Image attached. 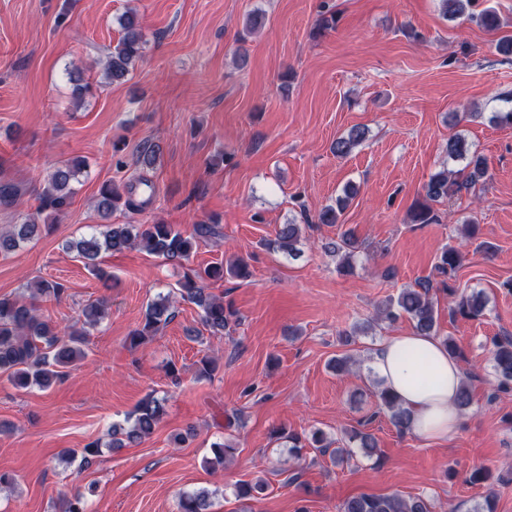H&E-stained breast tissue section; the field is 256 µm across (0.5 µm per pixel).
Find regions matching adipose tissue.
<instances>
[{"label":"adipose tissue","instance_id":"1","mask_svg":"<svg viewBox=\"0 0 512 512\" xmlns=\"http://www.w3.org/2000/svg\"><path fill=\"white\" fill-rule=\"evenodd\" d=\"M373 363L385 387L410 412L414 435L429 441L455 436L460 425L455 398L463 374L439 339L415 331L388 337ZM420 372L427 373L428 384L417 382Z\"/></svg>","mask_w":512,"mask_h":512}]
</instances>
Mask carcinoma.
I'll list each match as a JSON object with an SVG mask.
<instances>
[{"label": "carcinoma", "mask_w": 512, "mask_h": 512, "mask_svg": "<svg viewBox=\"0 0 512 512\" xmlns=\"http://www.w3.org/2000/svg\"><path fill=\"white\" fill-rule=\"evenodd\" d=\"M443 12L449 17L465 14L473 0H441ZM123 36L118 44L110 49L103 65L105 78L109 83L124 82L136 62L143 55L146 40L137 13L126 11L121 17ZM366 138L365 129L352 128L333 142L332 151L338 157L352 154ZM448 158L464 160L466 165L459 172L443 169L432 175L424 188V194L417 199L408 211L411 224H436L439 216L434 205L450 201L471 189L485 176L484 159L470 153V146L462 136L448 139ZM87 163L81 160H65L50 173L39 194L40 206L37 214H24L21 222L0 232V255L8 256L17 252L23 245L40 238L46 225L37 220L45 211L59 215L69 205L74 193L73 183L86 171ZM355 191L348 187L336 202L322 208L315 220L302 214L305 223L339 224L354 197ZM146 202L136 203L132 198V186L123 182H106L98 191L97 209L102 218L107 219L112 211L126 209L136 211ZM219 234L218 225L200 221L187 233L173 224H108L100 234L95 232L68 244V249L76 252L84 260L89 270L101 281L108 282L112 276L100 266L98 258L103 252L121 253L136 249L149 256L186 268L178 282L181 297L200 309L202 324L213 333H222L236 317L232 305L224 299L206 292L203 282L222 281L224 276L246 280L251 277L249 264L244 259H236L229 266L215 263L204 269L188 267L199 242ZM301 225L292 221L280 225L276 237L269 247L290 256L299 254ZM326 249L336 256L337 268L342 272L354 269L356 242L349 233H344L336 242L327 244ZM462 263L461 252L451 246L444 247L437 255L435 270L442 277L438 283L431 279L419 281L413 288L403 289L397 297L387 300L379 309V317L395 322L401 317L410 319L416 331L437 335L438 310L433 295L442 290L448 295V316L476 320L485 315L488 298L481 291H458L447 282L449 274ZM28 297H0V373L19 389H48L53 383L66 377L67 369L87 357L85 343L87 328L97 326L106 315L104 302L95 300L84 304L78 314L77 324L61 328L44 318L37 302L58 300L64 293L62 285L56 281L38 280L29 286ZM175 310L169 297L158 296L152 300L141 325L128 337L129 345L138 348L153 340L159 330L171 322ZM493 367L497 379L495 394L512 391V336H495L491 339ZM380 410L386 412L391 423L401 433L411 429L410 413L402 407L396 396L381 386L378 389ZM166 414L165 400L153 396L144 398L125 423L112 425L110 448H124L137 444L152 434L156 424ZM276 438L289 444L294 458L302 457V450L313 448L327 455L335 463H342L353 457L352 449L333 447L335 441L328 438L320 429H313L300 436L285 428L273 431ZM348 441L358 443L364 454L371 456L376 451L372 434L352 430L347 433ZM266 482L259 478L254 482H243L236 487V498L251 500L263 494ZM209 495L185 492L180 495L178 512H207ZM338 512H433L431 500L425 496L402 497L394 495L360 494L345 499Z\"/></svg>", "instance_id": "carcinoma-1"}]
</instances>
